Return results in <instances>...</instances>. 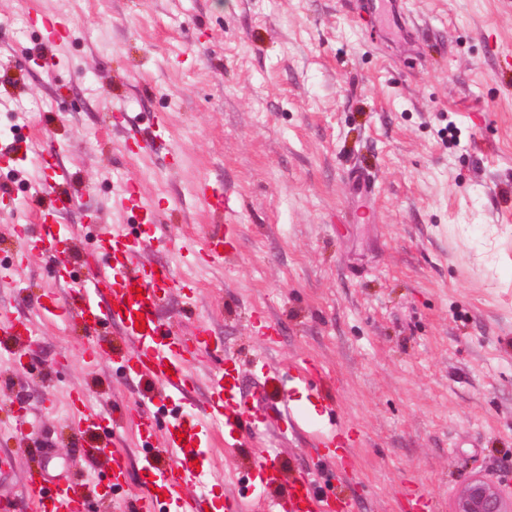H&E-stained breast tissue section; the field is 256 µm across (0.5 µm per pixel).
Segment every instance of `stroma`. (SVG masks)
Listing matches in <instances>:
<instances>
[{"label":"stroma","mask_w":512,"mask_h":512,"mask_svg":"<svg viewBox=\"0 0 512 512\" xmlns=\"http://www.w3.org/2000/svg\"><path fill=\"white\" fill-rule=\"evenodd\" d=\"M403 5L406 36L386 30L373 0H0V154L11 158L0 252L24 256L0 283V308L27 312L61 283L9 230L29 223L28 187L51 175L34 140L65 146L78 201L61 221L85 267L88 226L133 223L115 207L131 182L157 203L167 241L142 261L177 264L172 244L224 222L195 195L208 180L240 241L222 264L185 268L193 293L174 290L159 308L170 335L203 326L220 345L195 360L179 411L205 400L225 354L248 387L254 354L283 372L311 358L352 448H319L327 414L297 384L294 434L232 448L215 435L184 494H233L261 512L265 490L241 480L267 449L318 470L324 492L347 485L357 512H408L420 491L450 512L475 474L512 493V0ZM42 13L67 18L62 48L25 34ZM263 320L280 326L276 342ZM91 340L81 320H51L21 340L20 362L0 358V502L40 468L73 482L95 473L90 512H135L145 453L123 411L160 402L111 361L87 363ZM76 392L112 419L128 455L120 494L89 451L97 431L69 428ZM22 410L34 426L20 435Z\"/></svg>","instance_id":"35a3bbf8"}]
</instances>
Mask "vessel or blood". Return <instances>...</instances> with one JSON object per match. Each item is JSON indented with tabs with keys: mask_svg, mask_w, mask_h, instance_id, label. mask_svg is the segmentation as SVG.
Masks as SVG:
<instances>
[{
	"mask_svg": "<svg viewBox=\"0 0 512 512\" xmlns=\"http://www.w3.org/2000/svg\"><path fill=\"white\" fill-rule=\"evenodd\" d=\"M34 197L40 204L35 222L42 228L37 248L50 264H72L71 231L68 225L58 223L57 215L75 205V195L64 191L58 180L46 179L36 185ZM239 240L237 225L228 224L223 230L205 236L203 244L185 240L179 253L187 258L201 250L209 263L219 264L224 260L223 246ZM160 244L155 236L130 240L121 224L101 226L96 234V264L89 275L66 280L64 293H49L30 315L21 317L0 311V337L15 340L31 335L38 318L65 321L75 317L92 329L109 323L119 327L132 346L123 359L138 382L155 383L156 394L163 400L185 396L193 380L191 362L197 352L210 349L211 341L201 334L182 340L163 332L158 306L172 289L184 287L185 281L177 277L170 265L148 266L141 262L144 251ZM140 321L145 324L141 330L136 327ZM238 364V357L225 355L223 366L210 375L209 394L204 403L191 417H173L161 445L150 448L146 465L149 478L136 512H157L165 497L175 499L177 512H206L205 498L182 495L181 489L199 481L201 472L196 462L204 443L210 441L214 426L253 438L270 423H277L283 430L295 424L294 410L266 406L264 379L269 370L264 357L257 355L251 360L261 379L250 389L241 384ZM99 419V413L87 407L84 396L72 398L70 420L76 433H85ZM95 449L110 460L112 489L122 488L127 478L124 454L103 439L98 440ZM282 470L279 455L270 451L250 460L249 478L275 491L274 496L266 499L264 512H354L353 498L343 492H336L330 499L316 496L313 489L317 475L309 470L296 472L287 488H280ZM46 482L45 473L29 472L25 497L14 503L12 512H83L85 500L68 482L56 483L52 488Z\"/></svg>",
	"mask_w": 512,
	"mask_h": 512,
	"instance_id": "1",
	"label": "vessel or blood"
}]
</instances>
